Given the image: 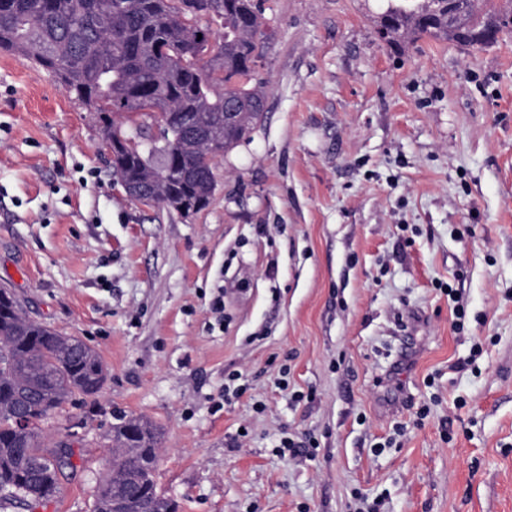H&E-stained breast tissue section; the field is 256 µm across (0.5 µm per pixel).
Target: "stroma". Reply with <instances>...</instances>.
<instances>
[{
  "mask_svg": "<svg viewBox=\"0 0 512 512\" xmlns=\"http://www.w3.org/2000/svg\"><path fill=\"white\" fill-rule=\"evenodd\" d=\"M418 2L263 0L266 112L189 216L0 52V288L107 371L45 424L75 455L36 512H92L119 411L179 512H512V25L390 47Z\"/></svg>",
  "mask_w": 512,
  "mask_h": 512,
  "instance_id": "stroma-1",
  "label": "stroma"
}]
</instances>
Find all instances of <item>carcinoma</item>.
I'll return each instance as SVG.
<instances>
[{"label":"carcinoma","mask_w":512,"mask_h":512,"mask_svg":"<svg viewBox=\"0 0 512 512\" xmlns=\"http://www.w3.org/2000/svg\"><path fill=\"white\" fill-rule=\"evenodd\" d=\"M391 6L381 18L388 44L423 36L485 44L479 0H424ZM218 20L222 33L211 21ZM261 10L254 0H0V51L48 70L94 112L112 143V175L175 212L203 209L216 187V161L261 120L265 90L253 82ZM238 113L232 124L224 113ZM161 130V144L150 132ZM107 374L100 355L76 336L28 319L0 289V509L55 500L73 451L48 444L42 425L76 397L95 398ZM112 463L99 480L93 512H178L156 472L161 433L123 415L112 425Z\"/></svg>","instance_id":"1"}]
</instances>
